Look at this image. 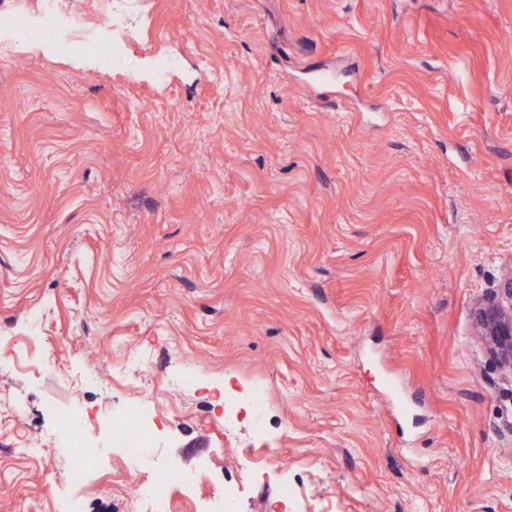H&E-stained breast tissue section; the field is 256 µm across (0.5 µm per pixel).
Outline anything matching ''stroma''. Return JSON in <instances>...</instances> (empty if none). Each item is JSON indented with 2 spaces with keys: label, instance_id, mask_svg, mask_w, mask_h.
I'll return each instance as SVG.
<instances>
[{
  "label": "stroma",
  "instance_id": "obj_1",
  "mask_svg": "<svg viewBox=\"0 0 512 512\" xmlns=\"http://www.w3.org/2000/svg\"><path fill=\"white\" fill-rule=\"evenodd\" d=\"M77 8L107 52L15 39L37 0H0V512H138L107 436L157 385L153 456L233 512H512L473 326L512 272V0ZM218 383L266 387L287 465ZM77 410L84 478L40 444Z\"/></svg>",
  "mask_w": 512,
  "mask_h": 512
}]
</instances>
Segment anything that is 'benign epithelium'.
<instances>
[{
    "label": "benign epithelium",
    "mask_w": 512,
    "mask_h": 512,
    "mask_svg": "<svg viewBox=\"0 0 512 512\" xmlns=\"http://www.w3.org/2000/svg\"><path fill=\"white\" fill-rule=\"evenodd\" d=\"M474 330L492 362L512 372V274L477 302Z\"/></svg>",
    "instance_id": "1"
}]
</instances>
